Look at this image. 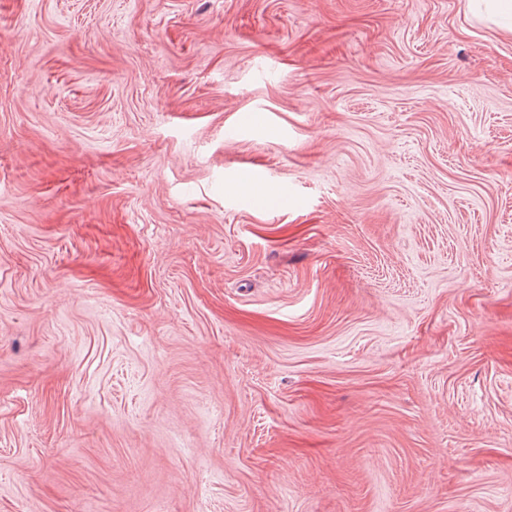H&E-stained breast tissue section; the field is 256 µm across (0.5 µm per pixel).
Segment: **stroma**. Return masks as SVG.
Segmentation results:
<instances>
[{"label":"stroma","mask_w":512,"mask_h":512,"mask_svg":"<svg viewBox=\"0 0 512 512\" xmlns=\"http://www.w3.org/2000/svg\"><path fill=\"white\" fill-rule=\"evenodd\" d=\"M0 512H512V27L0 0Z\"/></svg>","instance_id":"1"}]
</instances>
